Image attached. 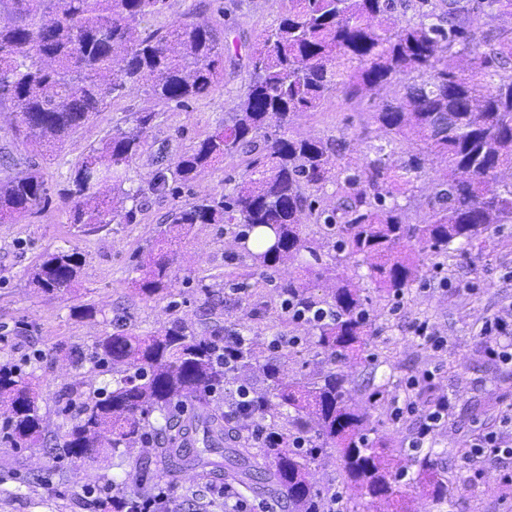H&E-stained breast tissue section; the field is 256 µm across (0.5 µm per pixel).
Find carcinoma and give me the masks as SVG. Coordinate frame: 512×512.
<instances>
[{
	"label": "carcinoma",
	"instance_id": "1",
	"mask_svg": "<svg viewBox=\"0 0 512 512\" xmlns=\"http://www.w3.org/2000/svg\"><path fill=\"white\" fill-rule=\"evenodd\" d=\"M276 23L250 54V81L232 117L179 154L147 185L130 170L143 153L156 113L136 112L135 128L112 131L81 153L63 188L72 224L84 227L132 224L151 196L177 197L205 170L236 155L247 157L233 192H213L175 205L170 223L139 255L132 279L150 296L172 286V256L198 224H235L245 241L264 228L272 243L249 252L252 265L273 269L306 251L305 267L280 280L278 292L295 307L328 306L315 321L318 353L334 362L367 359L369 314L362 288L336 278L329 298L314 295L311 279L330 270L304 236L318 224L336 265L352 257L369 261V278L384 297H398L420 277L424 260L483 243L494 224H512V35L483 30L486 7L512 15V0H419L418 20L405 19L408 0H287ZM167 0H0V105L15 108L12 136L44 159L73 142L74 135L117 97L143 91L156 105L182 106L224 80L223 33L192 20L166 32L141 27L163 12ZM466 55L481 80L459 75L454 59ZM398 93L371 105V122L392 134L385 145L355 166L342 162L338 139L288 134L294 119L314 114L333 95L359 103L386 85ZM414 136L419 148L400 164L387 147ZM445 163L429 175L430 156ZM429 178L425 213L410 221L408 204L418 183ZM336 184V204L321 208L313 193ZM49 201L39 164L16 175L0 170V224H13ZM83 259L74 249L45 253L29 274V285L56 295L76 282ZM223 331L197 333L174 319L151 334L101 337L92 359L112 380L87 390L85 378L65 380L63 396L77 406L62 435L60 454L80 460L107 444L127 454L157 437L149 456L136 463L170 477L189 471H220L224 483L255 495L279 493L291 512H315L323 490L311 463L336 448L346 488L371 500L405 506L401 480L391 471L380 439L370 437V414L352 402L338 369L288 379V354L267 357L256 342L245 343L231 366L219 357ZM257 371L252 410L232 420L212 406L211 393L243 384ZM33 376L0 365V443L33 448L45 437ZM197 402L181 416L173 407ZM267 423L274 438L261 450L264 465L243 436L251 421ZM236 425H231V422ZM302 434L307 447L290 448ZM197 444L195 450L188 441ZM428 450L417 461V485L435 504L448 499V484Z\"/></svg>",
	"mask_w": 512,
	"mask_h": 512
}]
</instances>
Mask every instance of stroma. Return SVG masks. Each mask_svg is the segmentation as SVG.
<instances>
[{"label": "stroma", "instance_id": "35a3bbf8", "mask_svg": "<svg viewBox=\"0 0 512 512\" xmlns=\"http://www.w3.org/2000/svg\"><path fill=\"white\" fill-rule=\"evenodd\" d=\"M283 0H168L162 14L145 20V28L167 30L184 13L195 21L223 30L228 50L224 53V80L208 95L184 107L156 108L148 95L139 93L114 100L76 135L54 163L43 165L42 174L51 190H58L69 168L82 151L99 146L113 129H131L135 112H156L148 146L130 172L138 183L147 182L161 160L182 153L193 140L231 117L250 75L249 55L262 31L284 11ZM368 103L350 104L331 98L326 108L311 116L295 118L290 127L298 137H332L345 140V157L361 163L386 134L372 129L368 138L358 133L369 119ZM241 158L225 160L206 170L179 200L150 197L135 223L111 224L85 233L68 221L60 198L35 210L20 223L0 224V363L30 357L35 376L39 413L49 433H63L71 415L61 395L63 377L72 375L71 356H80L86 375L102 381L89 357L92 345L111 331L113 317H123L129 330L145 334L180 318L197 332L222 327L266 344L285 340L288 377L301 378L321 369L315 336L309 325L288 315L274 282L288 275L251 267L246 251L236 240L231 224H200L190 240L178 248L171 288L151 297L135 293L132 268L161 224L167 223L175 202H191L211 192H231L240 181ZM75 248L85 256L77 283L59 297L30 288L27 274L45 251ZM224 297V307L214 306ZM370 318L374 334L369 339L371 358L344 364L354 402L367 404L376 387L389 383L391 394L371 410V419L387 443L392 468L415 472L414 451L409 446L420 415L394 420L392 410L418 402L411 377L433 364L442 370L434 381L436 396L447 397L448 418L435 432L432 446L435 467L448 484L450 502L435 505L420 490H409L414 512H512V456L485 453L479 469L467 459L476 434L501 430L502 413L512 405V364L490 359L480 344L487 320L502 319L512 326V224L493 231L482 250L453 257L427 260L420 280L405 291L399 305H392L369 290ZM90 306L94 315L83 317L79 307ZM430 322L448 340L442 352H434L414 334V326ZM150 450L139 444L127 456L118 457L94 449L82 464L88 477L74 482L73 462L44 448H12L0 444V512H93L82 493L83 484H95L103 476L123 479L136 461ZM148 483L171 486L169 512H225L218 491L222 477L186 473L181 483L170 484L157 471ZM198 495L184 500L187 488Z\"/></svg>", "mask_w": 512, "mask_h": 512}]
</instances>
